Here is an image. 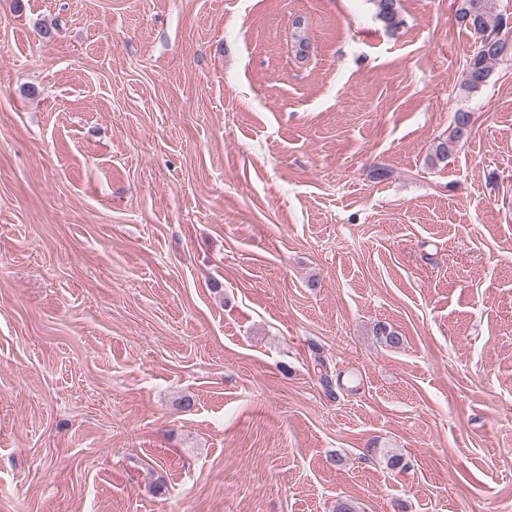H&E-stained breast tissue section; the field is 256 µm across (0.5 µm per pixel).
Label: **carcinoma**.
<instances>
[{"label":"carcinoma","instance_id":"carcinoma-1","mask_svg":"<svg viewBox=\"0 0 512 512\" xmlns=\"http://www.w3.org/2000/svg\"><path fill=\"white\" fill-rule=\"evenodd\" d=\"M377 15L389 26L396 27L398 20V0H374ZM458 16L473 30L479 39L478 51L464 66L463 87L477 91L487 82L491 66L505 57L501 33L507 26V18L492 12L489 0H461ZM470 113L458 111L454 114V127L450 138L459 141L470 132Z\"/></svg>","mask_w":512,"mask_h":512}]
</instances>
